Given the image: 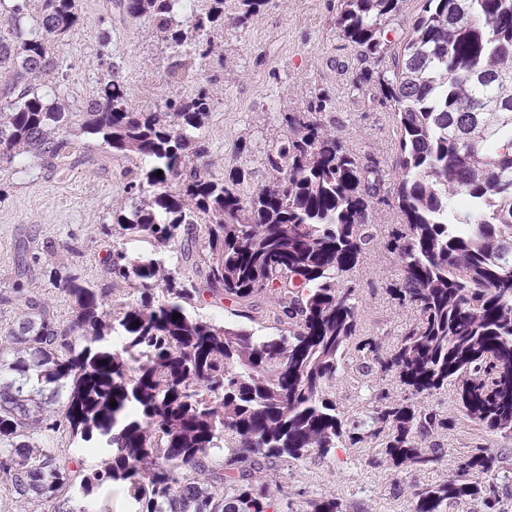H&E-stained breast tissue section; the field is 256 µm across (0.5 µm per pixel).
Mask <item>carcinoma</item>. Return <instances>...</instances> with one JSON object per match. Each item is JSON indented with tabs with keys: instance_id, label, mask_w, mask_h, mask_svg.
<instances>
[{
	"instance_id": "cac0c4a2",
	"label": "carcinoma",
	"mask_w": 512,
	"mask_h": 512,
	"mask_svg": "<svg viewBox=\"0 0 512 512\" xmlns=\"http://www.w3.org/2000/svg\"><path fill=\"white\" fill-rule=\"evenodd\" d=\"M28 2L0 0V75L8 74L0 153L22 150L52 168L69 148L56 134L77 125L112 153L148 163L127 171L130 205L112 223L122 236L170 247L205 221V287L177 266L114 249L112 280L137 298L113 304L111 289L55 272L72 303L67 325L48 303L25 301L27 312L0 335V478L21 512L32 503L74 512L73 498L114 483L128 486L138 512H269L256 456L324 457L345 436L353 445L383 437L394 467L425 472L441 459L425 442L448 418L418 397L450 386L473 422L512 439V108L497 110L500 100L512 104V0H424L392 74L361 76L395 108L393 191L406 223L387 247L402 267L394 296L417 313L387 356L379 340L358 337L357 288L343 284L373 239L383 178L314 118L327 95L283 116L286 131L265 155L272 181L244 198L243 171L216 179L194 165L206 152L214 93L137 111L111 69L103 101L67 112L36 80L56 72L79 22L75 0H40L35 14ZM226 2L124 0V8L152 20L172 58L168 77L181 84L197 79L225 22L245 26L266 5L235 0L228 13ZM401 2L342 0L334 25L364 58L380 60ZM206 292L250 322L252 299L265 293L282 328L258 335L191 314ZM351 349L397 375L411 397L379 392L346 429L329 388ZM63 432L111 454L72 469L43 443ZM220 453L221 473L212 467ZM498 473L497 455L478 447L452 478L413 486L410 512H445L462 499L500 512Z\"/></svg>"
}]
</instances>
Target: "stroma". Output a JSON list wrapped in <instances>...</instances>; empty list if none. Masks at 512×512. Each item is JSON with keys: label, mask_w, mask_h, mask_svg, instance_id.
<instances>
[{"label": "stroma", "mask_w": 512, "mask_h": 512, "mask_svg": "<svg viewBox=\"0 0 512 512\" xmlns=\"http://www.w3.org/2000/svg\"><path fill=\"white\" fill-rule=\"evenodd\" d=\"M340 4L341 0H268L252 23L225 26L215 55L199 70V83L213 87L215 95L201 134L207 153L197 164L218 178L234 166L248 169L250 177L242 192L253 193L270 179L263 158L285 132V113L306 111L314 93L329 95L332 104L319 113L320 122L334 128L357 150L363 164L377 167L386 179L372 203L376 239L348 278L358 289L362 334L378 337L389 350L414 318L413 310L390 294L401 278V264L385 247L388 232L404 223L392 195L398 177L399 129L392 103L375 82L359 81L358 76L368 69L392 70L393 60L369 63L339 37L334 20ZM75 5L80 24L58 53L57 94L69 111L86 109L98 100L101 79L112 64L135 110H152L165 98L192 93V86L168 80L170 61L148 19L131 18L119 0H75ZM60 136L73 143L61 166L41 168L27 153L0 158V292L23 282L31 295L48 301L65 321L70 317L69 302L50 283V269L111 288L113 301H129L131 288L111 284L107 274L110 250H123L132 258L152 256L170 266L177 264L180 251L118 234L103 238L99 225L111 223L113 211L129 203L125 172L133 162L77 129L61 130ZM180 267L190 279L202 281L201 267L190 263ZM382 390L396 402L409 396L394 375L365 374L350 364L338 373L329 394L349 423L361 419ZM425 402L451 422L449 429L433 437L445 450L434 470L402 471L380 461L376 443L353 445L345 439L324 457L314 455L288 466L265 464L262 474L280 512H310V502L325 495L335 496L342 512H408L412 484L447 480L479 445L502 458L497 479L501 512H512V439L475 425L453 391L426 397ZM72 505L78 512L135 509L121 485L102 487Z\"/></svg>", "instance_id": "35a3bbf8"}]
</instances>
